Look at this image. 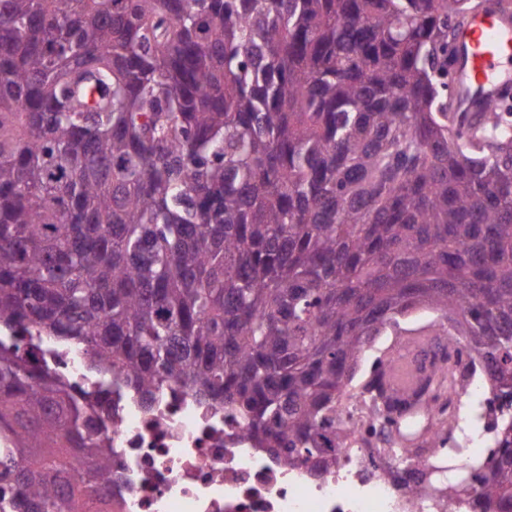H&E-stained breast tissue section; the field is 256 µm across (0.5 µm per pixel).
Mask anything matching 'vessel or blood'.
<instances>
[{
  "mask_svg": "<svg viewBox=\"0 0 512 512\" xmlns=\"http://www.w3.org/2000/svg\"><path fill=\"white\" fill-rule=\"evenodd\" d=\"M455 97L468 116L483 112L487 100L512 87V20L487 12L477 14L457 37ZM421 337L408 338L401 355L386 364L383 380L388 392L413 395L420 375L416 370Z\"/></svg>",
  "mask_w": 512,
  "mask_h": 512,
  "instance_id": "b4317fda",
  "label": "vessel or blood"
}]
</instances>
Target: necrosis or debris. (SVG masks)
I'll return each instance as SVG.
<instances>
[{"mask_svg": "<svg viewBox=\"0 0 512 512\" xmlns=\"http://www.w3.org/2000/svg\"><path fill=\"white\" fill-rule=\"evenodd\" d=\"M16 342L76 392L109 397L107 494L90 498L85 512H462L408 492L380 431L342 449L335 473L319 483L259 453L237 418L191 391L168 386L146 405L120 391L111 371H88L79 350L50 347L35 331Z\"/></svg>", "mask_w": 512, "mask_h": 512, "instance_id": "4bbe7bcc", "label": "necrosis or debris"}]
</instances>
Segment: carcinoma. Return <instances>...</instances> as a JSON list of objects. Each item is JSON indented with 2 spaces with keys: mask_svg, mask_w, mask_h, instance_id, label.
Returning a JSON list of instances; mask_svg holds the SVG:
<instances>
[{
  "mask_svg": "<svg viewBox=\"0 0 512 512\" xmlns=\"http://www.w3.org/2000/svg\"><path fill=\"white\" fill-rule=\"evenodd\" d=\"M467 0H0V326L151 399L177 385L322 479L365 347L444 318L421 382L474 365L493 414L467 512H512V93L448 97ZM480 352L483 359L474 360ZM362 392L387 414L378 374ZM101 397L0 340L19 506L81 512Z\"/></svg>",
  "mask_w": 512,
  "mask_h": 512,
  "instance_id": "carcinoma-1",
  "label": "carcinoma"
}]
</instances>
